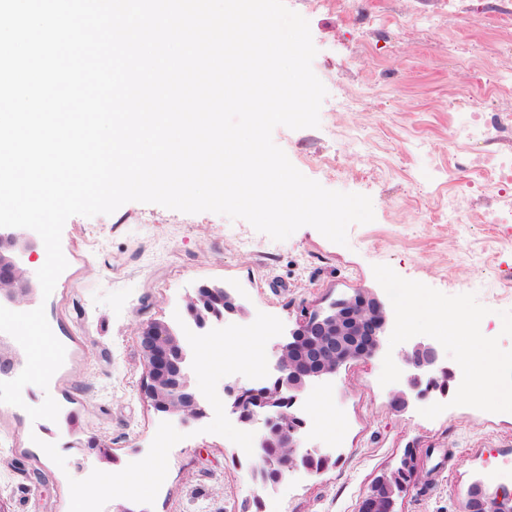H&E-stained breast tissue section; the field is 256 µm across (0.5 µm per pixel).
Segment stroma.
<instances>
[{"mask_svg": "<svg viewBox=\"0 0 512 512\" xmlns=\"http://www.w3.org/2000/svg\"><path fill=\"white\" fill-rule=\"evenodd\" d=\"M362 2L391 18L366 41L353 30L350 0L319 11L291 0L290 9L309 22L317 48L312 69L327 95L319 127L279 126L273 141L325 188L370 196L374 221L351 225L340 245L310 226L276 241L243 219L140 202L110 215L70 217L61 238L67 269L50 296L37 287L23 305L44 307L66 357L48 388L23 389L24 407L0 403V512H69V478L147 455L167 416L144 394L141 327L176 326L203 285L227 289L243 306L225 324L248 325L264 312L289 331L336 299L379 291L372 267L386 264L445 294H475L490 309L487 335L512 350L499 317L512 310V224H427L421 214L425 203L448 208V184L435 176L452 150L448 125L456 115L444 105L494 71L512 69V21L491 16L475 27L460 15L424 31L400 29L395 16L438 11L439 0ZM452 38L480 47L472 65L449 57ZM366 84L373 105L346 108L349 92ZM318 156L338 157L340 165L315 167ZM383 359L379 353L351 361L330 377L340 442L334 463L283 482L278 512H357L373 480L399 467L408 449L417 455V472L394 512H463L473 484L492 492L512 483V414L452 407L428 419L420 410L435 404L432 396L394 411L399 386L380 384ZM48 396L60 406L57 421H31L26 406ZM209 422L205 416L181 425L185 438L169 453L153 505L116 498L108 512H258L255 456L206 432ZM44 440L55 442L65 467L44 455ZM92 441L105 455L89 451Z\"/></svg>", "mask_w": 512, "mask_h": 512, "instance_id": "obj_1", "label": "stroma"}]
</instances>
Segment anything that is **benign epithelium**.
<instances>
[{
    "label": "benign epithelium",
    "instance_id": "1",
    "mask_svg": "<svg viewBox=\"0 0 512 512\" xmlns=\"http://www.w3.org/2000/svg\"><path fill=\"white\" fill-rule=\"evenodd\" d=\"M41 248L39 239L26 233H0V297L19 304L29 290L35 288L19 258H33ZM389 311L376 294L361 291L339 306L330 315L314 313L294 329L288 340L274 347V382L260 390L248 389L238 381L224 385V396L231 412L243 419L249 396L256 395L266 408L258 423L263 433L258 441V470L269 465V449L277 458L279 479L303 463L300 450L301 429L288 419L281 406L286 396L304 391L315 379L336 374L351 360L368 359L381 346L387 328ZM141 346L151 383L146 393L153 405L179 417L182 421L204 416L197 395L188 390V376L179 365L184 351L182 342L167 324L150 321L141 332ZM442 347L435 341H418L401 351L406 369L404 389L394 394L393 410L400 412L408 405V394L421 388L428 375L447 371L442 366ZM387 479L376 484V489L362 496L358 512H385Z\"/></svg>",
    "mask_w": 512,
    "mask_h": 512
}]
</instances>
